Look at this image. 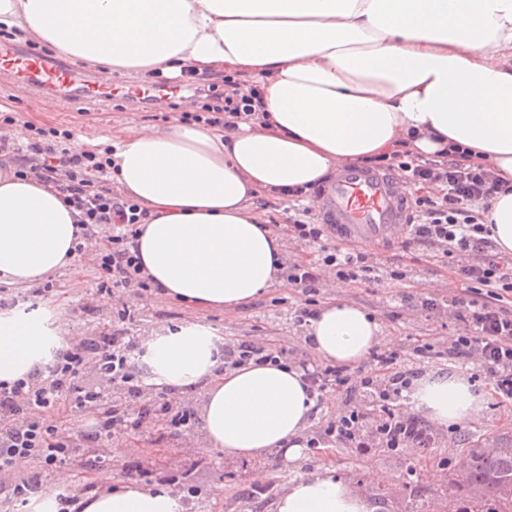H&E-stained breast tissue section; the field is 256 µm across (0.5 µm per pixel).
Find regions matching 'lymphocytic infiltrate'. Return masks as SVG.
Returning <instances> with one entry per match:
<instances>
[{
	"label": "lymphocytic infiltrate",
	"instance_id": "f902f5d3",
	"mask_svg": "<svg viewBox=\"0 0 512 512\" xmlns=\"http://www.w3.org/2000/svg\"><path fill=\"white\" fill-rule=\"evenodd\" d=\"M192 86L203 101L202 110L183 112L184 120L233 131L239 122L263 117L256 85L240 83L231 75L219 85L196 75ZM16 122L12 113L0 114V154L12 156L15 178L54 188L78 211L83 241L76 244V251H83L96 227H112L93 257L98 292L124 290L140 297L150 292L152 282L142 272L136 244L148 212L114 192L111 157L96 149L71 152L66 146L72 136L68 129L53 127L19 141L4 132ZM377 164L396 172L406 187L420 190L411 200L406 242L423 247L426 262L449 268L464 282L456 314L460 332L442 351L428 341L406 353L389 347L372 352L368 370L316 365L305 377L316 399L332 390L346 394V408L327 420L321 443L364 450L426 448L434 440L431 429L417 414L399 406L403 391L426 361L449 358L474 364L495 397L512 402V261L500 256L478 215L498 195L512 192V184L493 165L472 163L467 150L455 145L423 155L404 140L399 149L378 157ZM293 195L288 241L314 244L318 250L312 258L289 259L283 271L289 286L309 292L330 275L359 284L406 279L402 259L386 264L367 250L331 243L328 225L317 222L311 207L302 203V190ZM134 322L131 306L122 305L111 329L72 340L44 369L27 377L0 381V498L15 512H25L44 471L75 460L84 471L96 470L106 460L103 448L149 426L161 436L193 430L194 410L173 406L161 391L147 398L150 386L135 363L140 339ZM282 356L268 343L236 339L224 344V363L232 367L277 362ZM62 405L71 417H95L94 430L59 424L55 412ZM21 458L37 463L38 471L18 474L15 464Z\"/></svg>",
	"mask_w": 512,
	"mask_h": 512
}]
</instances>
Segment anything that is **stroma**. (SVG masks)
Listing matches in <instances>:
<instances>
[{
    "instance_id": "stroma-1",
    "label": "stroma",
    "mask_w": 512,
    "mask_h": 512,
    "mask_svg": "<svg viewBox=\"0 0 512 512\" xmlns=\"http://www.w3.org/2000/svg\"><path fill=\"white\" fill-rule=\"evenodd\" d=\"M197 104L185 102L180 109L145 110L142 106L117 105L116 101L65 102L58 95L31 92L5 71H0V110L18 113L22 121L41 128L61 127L80 134L90 142L111 136L112 132L132 126L161 128L181 111H197ZM402 239L394 235L374 249L377 258L389 260L393 254L406 253L412 258V272L403 281L384 280L377 284L341 283L326 278L314 300L323 305L332 300H346L374 315L382 325L384 346H408L419 340L438 342L447 347L459 332L454 300L461 290L451 272L418 261V248L402 249ZM92 252L78 256L75 266L65 267L52 275L50 291L37 294L33 289L5 285L0 290L6 302L16 309H42L49 313L64 340L85 333L87 328H103L121 303L133 306L140 335L147 336L175 327L187 320H198L216 329L224 338L269 341L283 349L289 363L318 364V357L304 341L305 326L297 322L307 297L301 289L273 285L245 307L236 310H195L172 301L165 295L141 298L100 294L96 291V274ZM425 298L435 299V314L421 307ZM436 440L428 448H406L391 453L383 448L362 454L359 449L335 446L314 448L300 466L277 458L246 460L224 455L210 448L201 430L188 435L169 436L160 446L147 439L119 441L120 457L103 466L114 483L137 480V467H149L154 459H171L172 473L180 482L196 487V494L186 496L185 512H274L277 496L299 472L320 466L335 469L337 476L362 496L373 489L388 490L393 496L395 512H405L414 501L422 502L426 512H447L448 482L458 478L460 460L469 449L497 447L502 439L512 438V405L500 406L488 400L479 420L458 429L434 427ZM264 480V494L250 496L254 481Z\"/></svg>"
}]
</instances>
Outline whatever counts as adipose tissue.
<instances>
[{
	"label": "adipose tissue",
	"mask_w": 512,
	"mask_h": 512,
	"mask_svg": "<svg viewBox=\"0 0 512 512\" xmlns=\"http://www.w3.org/2000/svg\"><path fill=\"white\" fill-rule=\"evenodd\" d=\"M0 24L107 76L245 73L260 81L264 125L233 132L171 121L113 136L112 176L149 211L143 272L171 298L234 309L279 281L285 250L258 211L336 167L410 139L431 154L456 144L512 182V0H0ZM78 224L53 188L0 169V280L30 286L73 263ZM308 344L356 367L380 323L348 301L310 319ZM219 336L200 322L149 337L150 380L202 392V430L235 458L296 463L315 407L295 365L220 370ZM49 313L0 316V381L51 362ZM432 423L463 427L485 406L466 377L436 370L408 395ZM80 512H184L166 487L130 482L79 500ZM275 512H370L329 468L293 478Z\"/></svg>",
	"instance_id": "1"
}]
</instances>
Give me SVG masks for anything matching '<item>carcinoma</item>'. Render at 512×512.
I'll list each match as a JSON object with an SVG mask.
<instances>
[{
  "instance_id": "cac0c4a2",
  "label": "carcinoma",
  "mask_w": 512,
  "mask_h": 512,
  "mask_svg": "<svg viewBox=\"0 0 512 512\" xmlns=\"http://www.w3.org/2000/svg\"><path fill=\"white\" fill-rule=\"evenodd\" d=\"M503 483L512 484V444L494 455L471 451L456 485L452 512H512V493L497 491Z\"/></svg>"
}]
</instances>
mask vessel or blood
I'll return each instance as SVG.
<instances>
[{
  "label": "vessel or blood",
  "instance_id": "obj_1",
  "mask_svg": "<svg viewBox=\"0 0 512 512\" xmlns=\"http://www.w3.org/2000/svg\"><path fill=\"white\" fill-rule=\"evenodd\" d=\"M0 67L14 71L19 80L37 91L51 89L62 94L78 85L87 98L108 99L116 93L110 82L48 64L36 48L16 53L1 47ZM318 209L323 223L333 225L336 239L352 238L367 245L385 239L407 221V197L399 178L389 171L355 165L339 169L322 186Z\"/></svg>",
  "mask_w": 512,
  "mask_h": 512
}]
</instances>
